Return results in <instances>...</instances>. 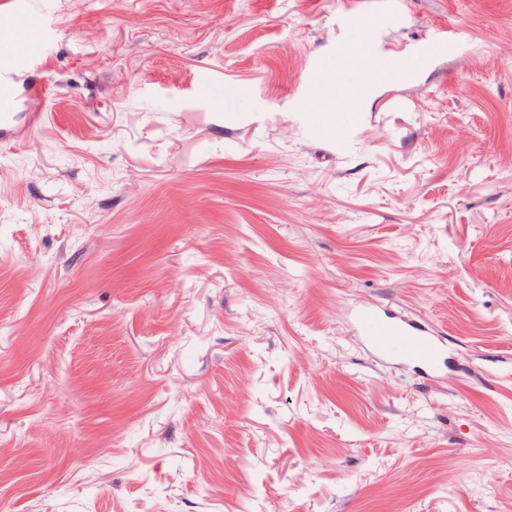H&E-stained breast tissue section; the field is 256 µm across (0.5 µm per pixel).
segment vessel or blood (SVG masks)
Wrapping results in <instances>:
<instances>
[{
	"label": "vessel or blood",
	"instance_id": "vessel-or-blood-1",
	"mask_svg": "<svg viewBox=\"0 0 512 512\" xmlns=\"http://www.w3.org/2000/svg\"><path fill=\"white\" fill-rule=\"evenodd\" d=\"M8 7L21 22L0 29V131L14 118L16 91L11 73L27 67L44 51L36 0H9ZM351 321L374 360H398L428 376H441L447 344L428 324L388 313L377 305L354 310Z\"/></svg>",
	"mask_w": 512,
	"mask_h": 512
}]
</instances>
